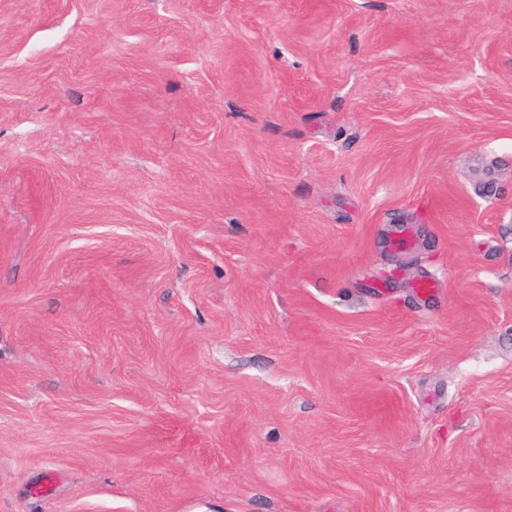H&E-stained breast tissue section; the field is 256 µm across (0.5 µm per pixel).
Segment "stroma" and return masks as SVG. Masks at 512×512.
I'll return each mask as SVG.
<instances>
[{"instance_id": "1", "label": "stroma", "mask_w": 512, "mask_h": 512, "mask_svg": "<svg viewBox=\"0 0 512 512\" xmlns=\"http://www.w3.org/2000/svg\"><path fill=\"white\" fill-rule=\"evenodd\" d=\"M0 512H512V0H0Z\"/></svg>"}]
</instances>
